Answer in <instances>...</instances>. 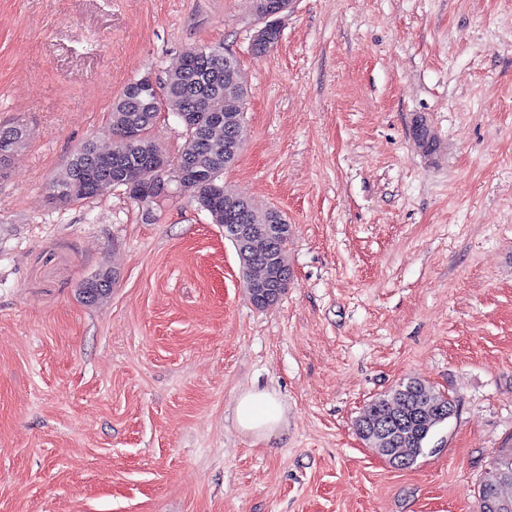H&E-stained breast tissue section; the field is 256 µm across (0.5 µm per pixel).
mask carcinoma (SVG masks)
<instances>
[{
	"instance_id": "carcinoma-1",
	"label": "carcinoma",
	"mask_w": 512,
	"mask_h": 512,
	"mask_svg": "<svg viewBox=\"0 0 512 512\" xmlns=\"http://www.w3.org/2000/svg\"><path fill=\"white\" fill-rule=\"evenodd\" d=\"M212 47H194L187 50L177 67L170 70L167 104H151L149 93L137 90L128 83L114 104L112 136L114 143L107 152H100L94 144L85 143L72 154L64 169L53 182L64 186L79 200L93 198L102 190L93 184L83 186L73 183L79 170L95 175L104 169L110 173V187L123 186L121 169L130 161L137 160L143 152L155 147L148 135L162 107L175 114L183 126L184 143L171 166L189 167L195 176L180 189L193 192L201 209L206 211L214 224L227 221L228 213L236 214L243 224H256L263 228L268 224L288 225V220L277 209L259 212L244 197L230 192L223 181L224 169L234 157L224 155V132L232 127L245 131L244 104L247 97L245 81L224 74V61L207 68V61L196 55ZM213 101L221 110L225 125L212 129L208 115L195 121H187L183 113L190 111L192 102ZM290 231L282 237H259L253 243L255 256L242 264V272L248 284L263 279L269 266H288L287 246ZM450 396L416 379L400 382L387 394L372 400L365 406L355 422L358 435L371 448L378 449L386 457L407 459V465L415 463L424 454L427 444L436 430L450 419ZM398 420L403 426L384 436L373 427L383 421ZM512 448H505L490 464L478 485V496H487L496 505L490 512H512Z\"/></svg>"
}]
</instances>
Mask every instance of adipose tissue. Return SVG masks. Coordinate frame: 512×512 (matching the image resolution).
Wrapping results in <instances>:
<instances>
[{
    "mask_svg": "<svg viewBox=\"0 0 512 512\" xmlns=\"http://www.w3.org/2000/svg\"><path fill=\"white\" fill-rule=\"evenodd\" d=\"M234 418L240 432L258 441L279 435L287 424L284 406L274 392L266 389L242 392Z\"/></svg>",
    "mask_w": 512,
    "mask_h": 512,
    "instance_id": "1",
    "label": "adipose tissue"
}]
</instances>
